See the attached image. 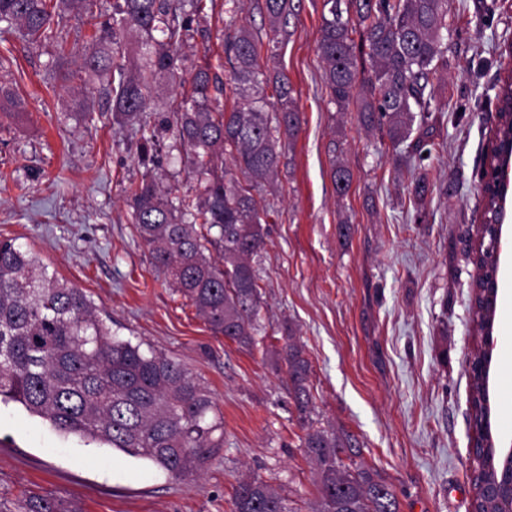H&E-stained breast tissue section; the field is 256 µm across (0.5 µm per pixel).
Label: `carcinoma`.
<instances>
[{"instance_id": "cac0c4a2", "label": "carcinoma", "mask_w": 512, "mask_h": 512, "mask_svg": "<svg viewBox=\"0 0 512 512\" xmlns=\"http://www.w3.org/2000/svg\"><path fill=\"white\" fill-rule=\"evenodd\" d=\"M0 0V24L31 45H62L72 19L98 16L91 49L79 70L57 67L62 88L79 79L102 84L120 129L143 131L147 109L162 81L184 87L159 121L172 131V149L200 177L193 195L171 197L154 174L124 188L130 220L154 270L196 309L216 335L246 348L256 345L262 297L253 261L265 249L261 191L273 183L281 137L293 142L300 113L288 77L262 70V55L278 56L288 41L294 0H263L266 37L245 25L224 41L229 83L209 63L187 64L182 45L191 36L203 0ZM451 0H323L318 52L330 103L359 107L368 130L386 127L397 149L432 158L428 143L434 79L448 69L446 39ZM137 37L134 53L125 39ZM361 47L363 59L355 49ZM501 132L512 127V75L500 79ZM418 137H412L414 131ZM143 163L154 160L156 135L141 136ZM336 193H348L352 175L333 161ZM432 193L426 175L413 185L415 207ZM284 345L272 351L286 367L288 397L305 430L301 448L315 466L319 499L314 512H398L392 487L371 471L344 463L351 444L313 426L310 366L283 326ZM16 402L61 434L100 442L182 477L196 472L224 446L210 391L166 355L112 336L91 300L48 274L39 257L0 241V401ZM477 480L488 484L503 464L493 450L474 458ZM235 512H291L267 482L252 477L234 490ZM472 512H501L483 493Z\"/></svg>"}]
</instances>
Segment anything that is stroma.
<instances>
[{
    "mask_svg": "<svg viewBox=\"0 0 512 512\" xmlns=\"http://www.w3.org/2000/svg\"><path fill=\"white\" fill-rule=\"evenodd\" d=\"M323 0H298L291 35L269 70L294 90L301 130L284 148L268 194L267 245L256 268L262 293L257 344L213 335L195 307L157 276L130 221L122 188L145 173L178 194L198 177L177 154L145 168L137 138L118 130L104 96L51 75L77 70L94 18L71 20L64 57L0 31V83L24 102L0 112V239L32 249L48 273L83 291L115 337L179 362L208 387L224 446L195 474L174 478L145 460L54 431L20 404L0 403V505L21 512L40 497L62 512H234L240 479L258 477L290 512H313L317 475L300 446L304 431L284 373L265 350L290 323L310 364L317 426L351 437L355 461L394 489L399 512H471L473 428L469 360L474 267L483 200L479 185L497 126L496 83L512 69V0H453L448 77L437 82L429 160L435 190L422 210L408 192L414 169L397 168L382 130H366L356 107L337 111L318 55ZM229 0L198 17L211 39L183 55L227 75ZM92 101L89 124L72 118ZM352 173L337 196L334 142ZM349 231L340 234L341 221ZM493 333L492 427L512 444V209L504 220Z\"/></svg>",
    "mask_w": 512,
    "mask_h": 512,
    "instance_id": "1",
    "label": "stroma"
}]
</instances>
